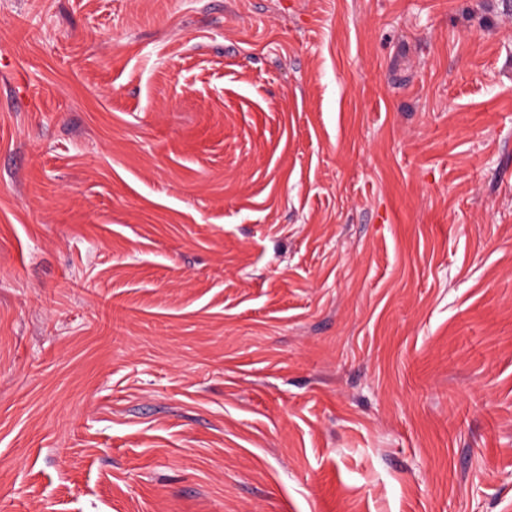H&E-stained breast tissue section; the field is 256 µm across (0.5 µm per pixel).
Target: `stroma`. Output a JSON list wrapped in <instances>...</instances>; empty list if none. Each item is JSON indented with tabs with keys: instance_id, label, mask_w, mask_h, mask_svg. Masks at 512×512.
<instances>
[{
	"instance_id": "35a3bbf8",
	"label": "stroma",
	"mask_w": 512,
	"mask_h": 512,
	"mask_svg": "<svg viewBox=\"0 0 512 512\" xmlns=\"http://www.w3.org/2000/svg\"><path fill=\"white\" fill-rule=\"evenodd\" d=\"M0 512H512V0H0Z\"/></svg>"
}]
</instances>
